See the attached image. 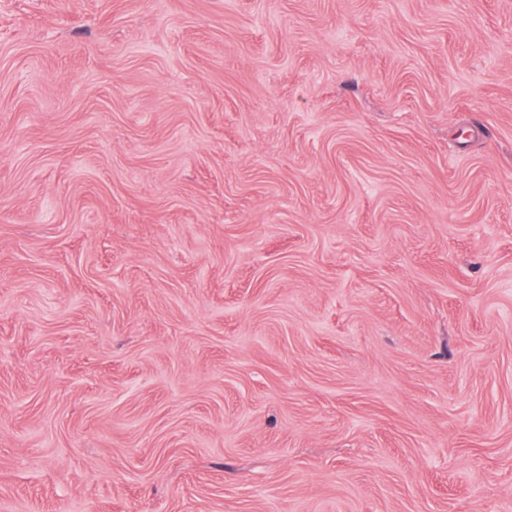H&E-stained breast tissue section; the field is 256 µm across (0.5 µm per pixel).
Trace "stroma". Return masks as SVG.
Instances as JSON below:
<instances>
[{
	"label": "stroma",
	"instance_id": "stroma-1",
	"mask_svg": "<svg viewBox=\"0 0 512 512\" xmlns=\"http://www.w3.org/2000/svg\"><path fill=\"white\" fill-rule=\"evenodd\" d=\"M0 512H512V0H0Z\"/></svg>",
	"mask_w": 512,
	"mask_h": 512
}]
</instances>
